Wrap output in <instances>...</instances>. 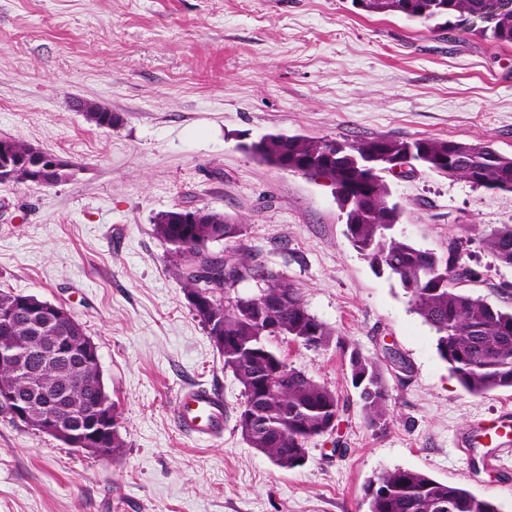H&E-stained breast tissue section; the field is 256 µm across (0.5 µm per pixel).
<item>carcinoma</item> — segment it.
Wrapping results in <instances>:
<instances>
[{"label":"carcinoma","instance_id":"1","mask_svg":"<svg viewBox=\"0 0 512 512\" xmlns=\"http://www.w3.org/2000/svg\"><path fill=\"white\" fill-rule=\"evenodd\" d=\"M369 14L405 17L430 31L437 20L455 26L483 23L476 34L500 46L512 45V0H359ZM86 120L110 128L114 116L91 102L82 105ZM12 164L18 166L19 183L51 187L70 180L76 165L66 159L44 171L33 146L22 139H0ZM244 149L278 169L307 176H329L345 215L347 236L354 249L380 270H387L406 290L414 311L436 333V349L460 385L472 394L512 389V310L493 306L460 288L461 279L476 280L481 274L467 268L457 273L459 257L448 252L441 258L416 247L395 233L401 211L389 204V188L383 173L392 169L386 156L414 161L448 177L487 189L512 191V156L489 145L439 138L407 139L376 136L358 142H339L326 137L269 134ZM183 209L157 217L154 231L168 247L169 263L185 296L205 291L210 312L199 316L212 344L224 356L243 389L239 417H255V428L239 426L243 438L280 469L303 467L306 445L334 429L340 412L339 397L327 386L291 367L270 341L294 342L310 350L332 345L349 352L351 385L358 390L366 421L372 427L387 425L389 394L378 365L353 349L337 330L313 315L301 288L285 277L251 264L248 255L236 251L228 260L264 288L244 303L235 285L221 283L222 267L209 245L237 239L244 225L205 207L192 222L174 223ZM486 249L503 265L512 266V225L503 224L484 238ZM31 296L0 291V352L18 347L20 361L0 360V380L12 381L30 402L28 423L39 430L46 398L74 376L86 380L84 391L73 394V404L87 417L97 414L96 377L101 365L95 360L76 364L59 360L46 365L38 353L50 340L58 349L76 352L81 338L64 327L63 320H48L36 311L20 308ZM277 329L266 330V324ZM117 455L126 442L117 426L105 431L98 444ZM368 512H502L490 497H479L453 483L440 482L425 473L405 468H385L365 487Z\"/></svg>","mask_w":512,"mask_h":512}]
</instances>
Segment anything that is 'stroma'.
<instances>
[{"label": "stroma", "instance_id": "stroma-1", "mask_svg": "<svg viewBox=\"0 0 512 512\" xmlns=\"http://www.w3.org/2000/svg\"><path fill=\"white\" fill-rule=\"evenodd\" d=\"M109 108L112 127L81 105ZM269 133L487 143L512 155V45L431 32L351 0H0V138L75 163L50 188L0 183V290L64 306L98 349L125 448L101 459L0 411V512H367L366 482L406 468L512 512V453L459 451L512 389L467 393L400 284L345 235L328 181L245 152ZM398 233L481 278L465 291L512 308V268L483 238L512 224V191L419 167L387 174ZM208 207L245 227L214 244L283 273L315 316L376 361L393 416L370 426L336 348L279 349L343 408L284 471L236 425L242 387L188 307L155 235L159 214ZM224 392V433L180 432L187 387Z\"/></svg>", "mask_w": 512, "mask_h": 512}]
</instances>
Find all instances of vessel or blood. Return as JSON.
<instances>
[{
	"instance_id": "obj_1",
	"label": "vessel or blood",
	"mask_w": 512,
	"mask_h": 512,
	"mask_svg": "<svg viewBox=\"0 0 512 512\" xmlns=\"http://www.w3.org/2000/svg\"><path fill=\"white\" fill-rule=\"evenodd\" d=\"M178 428L186 434L215 437L224 431V395L217 390L189 388L181 392L174 411ZM496 437L500 447L512 446V412L503 411L495 422H475L470 433L460 437L459 447L466 448L478 439Z\"/></svg>"
}]
</instances>
